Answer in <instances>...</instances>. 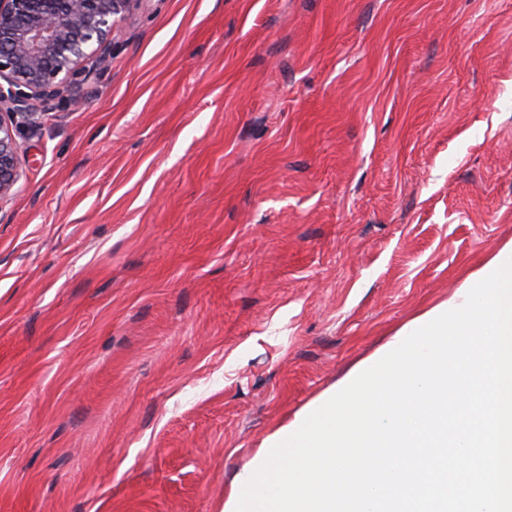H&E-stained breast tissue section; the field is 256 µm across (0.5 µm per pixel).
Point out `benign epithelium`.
Returning a JSON list of instances; mask_svg holds the SVG:
<instances>
[{
  "mask_svg": "<svg viewBox=\"0 0 512 512\" xmlns=\"http://www.w3.org/2000/svg\"><path fill=\"white\" fill-rule=\"evenodd\" d=\"M144 0H0V205L21 178L18 122L33 125L32 102L73 93L80 77L107 60L127 15Z\"/></svg>",
  "mask_w": 512,
  "mask_h": 512,
  "instance_id": "1",
  "label": "benign epithelium"
}]
</instances>
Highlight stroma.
<instances>
[{
	"mask_svg": "<svg viewBox=\"0 0 512 512\" xmlns=\"http://www.w3.org/2000/svg\"><path fill=\"white\" fill-rule=\"evenodd\" d=\"M0 207V512H221L512 242V0H144Z\"/></svg>",
	"mask_w": 512,
	"mask_h": 512,
	"instance_id": "35a3bbf8",
	"label": "stroma"
}]
</instances>
